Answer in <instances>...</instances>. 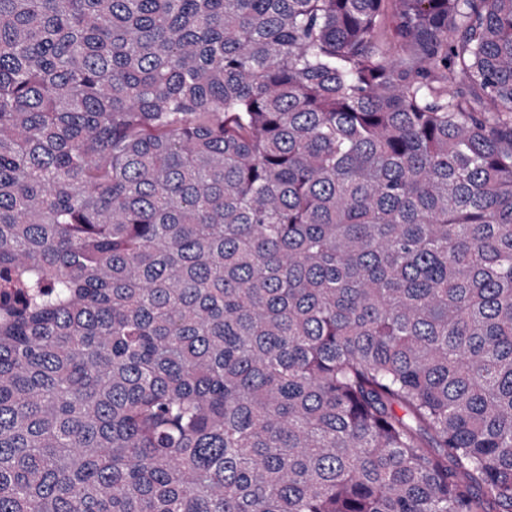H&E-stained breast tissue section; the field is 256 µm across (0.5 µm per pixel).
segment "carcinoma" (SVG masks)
<instances>
[{"label":"carcinoma","mask_w":512,"mask_h":512,"mask_svg":"<svg viewBox=\"0 0 512 512\" xmlns=\"http://www.w3.org/2000/svg\"><path fill=\"white\" fill-rule=\"evenodd\" d=\"M0 512H512V0H0Z\"/></svg>","instance_id":"cac0c4a2"}]
</instances>
